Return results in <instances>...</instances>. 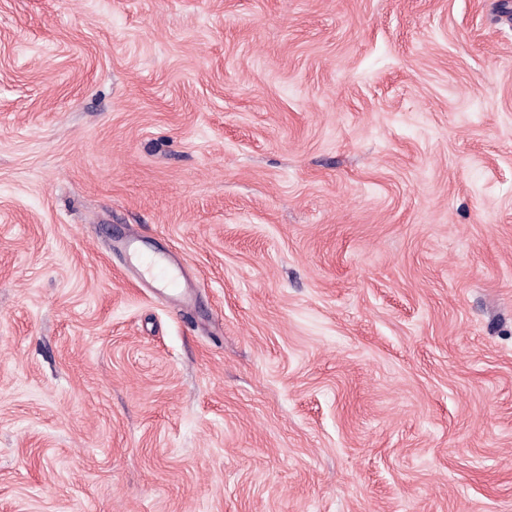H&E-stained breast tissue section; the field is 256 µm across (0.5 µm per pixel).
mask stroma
<instances>
[{
    "instance_id": "obj_1",
    "label": "stroma",
    "mask_w": 512,
    "mask_h": 512,
    "mask_svg": "<svg viewBox=\"0 0 512 512\" xmlns=\"http://www.w3.org/2000/svg\"><path fill=\"white\" fill-rule=\"evenodd\" d=\"M0 512H512V0H0Z\"/></svg>"
}]
</instances>
